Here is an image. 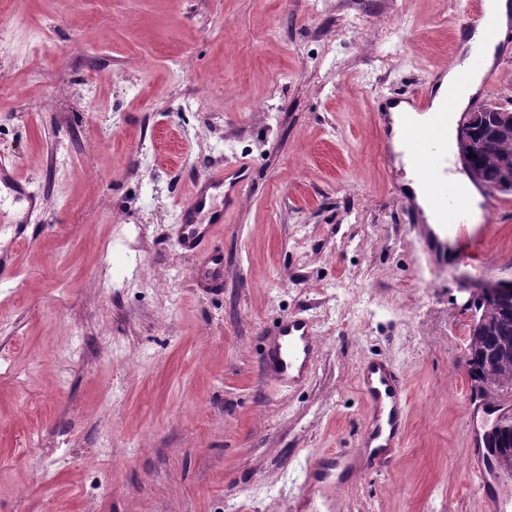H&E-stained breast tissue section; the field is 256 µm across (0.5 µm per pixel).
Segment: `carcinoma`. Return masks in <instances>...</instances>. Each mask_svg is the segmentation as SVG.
I'll use <instances>...</instances> for the list:
<instances>
[{
    "label": "carcinoma",
    "instance_id": "cac0c4a2",
    "mask_svg": "<svg viewBox=\"0 0 512 512\" xmlns=\"http://www.w3.org/2000/svg\"><path fill=\"white\" fill-rule=\"evenodd\" d=\"M472 182L489 188L512 165V138L488 129L457 142ZM468 372L482 396L512 393V301L487 300L475 306L471 326ZM499 456L512 460V417H502L487 432Z\"/></svg>",
    "mask_w": 512,
    "mask_h": 512
}]
</instances>
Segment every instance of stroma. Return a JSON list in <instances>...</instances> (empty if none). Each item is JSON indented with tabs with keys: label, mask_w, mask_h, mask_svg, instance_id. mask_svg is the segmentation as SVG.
Returning <instances> with one entry per match:
<instances>
[{
	"label": "stroma",
	"mask_w": 512,
	"mask_h": 512,
	"mask_svg": "<svg viewBox=\"0 0 512 512\" xmlns=\"http://www.w3.org/2000/svg\"><path fill=\"white\" fill-rule=\"evenodd\" d=\"M462 0H0V163L42 204L0 268V512H326L300 494L353 447L358 371L396 367L405 446L335 512H485L472 476L477 285L512 280V195L482 202L480 262L422 252L383 98L454 59ZM477 102L512 107V44ZM247 163L201 287L177 245L193 178ZM319 341L304 382L262 358ZM195 277L212 287L224 282V253L212 250L206 253L195 270ZM275 336L263 358L270 376L275 381L288 383L305 380L311 373L319 347L309 321L304 317L284 320Z\"/></svg>",
	"instance_id": "35a3bbf8"
}]
</instances>
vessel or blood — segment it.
Masks as SVG:
<instances>
[{"mask_svg":"<svg viewBox=\"0 0 512 512\" xmlns=\"http://www.w3.org/2000/svg\"><path fill=\"white\" fill-rule=\"evenodd\" d=\"M460 32L480 35L487 42L505 38L500 29L487 24L480 8L468 12ZM484 68L482 56L473 55L465 67L457 70L453 89L442 105H435L430 91L408 99L412 110L404 115L402 140L426 204L438 220L437 225L421 227L423 252L432 258L451 244L456 245L460 257L473 261L479 258L472 246L469 195L448 176V126L463 123L457 103L469 94L474 76ZM247 181L246 168L237 165L196 178L180 208L178 244L185 252L202 254L195 276L210 286H221L224 281V255L205 251L204 246L215 227L223 224L225 212L242 203ZM39 206L40 199L29 181L15 169L0 164V223L24 226ZM318 347L309 321L294 317L280 323L263 363L274 380L300 382L310 375ZM359 384L369 417L357 444L350 450L329 454L310 470L312 481L322 484V494L328 499L336 492L331 480L333 471L352 468L356 463L368 470L390 469L403 444L407 398L401 376L389 364L371 361L361 367Z\"/></svg>","mask_w":512,"mask_h":512,"instance_id":"1","label":"vessel or blood"}]
</instances>
